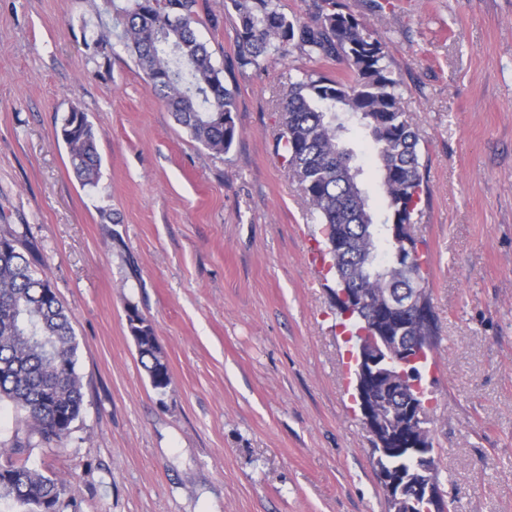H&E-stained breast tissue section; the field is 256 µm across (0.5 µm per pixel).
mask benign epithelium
<instances>
[{
    "instance_id": "obj_1",
    "label": "benign epithelium",
    "mask_w": 512,
    "mask_h": 512,
    "mask_svg": "<svg viewBox=\"0 0 512 512\" xmlns=\"http://www.w3.org/2000/svg\"><path fill=\"white\" fill-rule=\"evenodd\" d=\"M416 298L414 293L401 302L390 296L375 302L356 288H339L336 309L347 319L366 306L391 311L386 326L364 321L355 355L356 402L374 445L389 512H445L435 479L430 416L414 400L423 389L409 370L424 354L410 336L417 320Z\"/></svg>"
}]
</instances>
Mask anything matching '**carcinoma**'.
<instances>
[{"label":"carcinoma","mask_w":512,"mask_h":512,"mask_svg":"<svg viewBox=\"0 0 512 512\" xmlns=\"http://www.w3.org/2000/svg\"><path fill=\"white\" fill-rule=\"evenodd\" d=\"M197 0H127L116 10L118 39L131 48L145 82L164 102L176 122L204 148L223 154L237 135L233 93L192 23ZM238 16V64L262 69L274 58L297 49L313 61L345 64L348 76L332 79L312 71L289 82L280 102L277 154L316 215L325 244L336 234L354 240L342 253L327 249L329 270L341 288H358L373 296L425 292L417 335L437 336L436 316L427 293L419 240L414 252L402 253L392 226L414 229L424 175L419 139L406 118L399 82L386 63V43L338 0H314L310 20L289 17L274 0H231ZM60 135L77 179L98 185L101 157L98 138L86 113L73 108ZM368 142V156L378 173L379 210L361 187L364 168L349 147L354 136ZM8 250L0 251V402L7 400L23 415L30 437L59 444L67 435L57 421H76L84 406L83 384L76 371L78 343L66 313L50 285L39 278L19 250L18 236L0 234ZM128 328L141 366L152 386L170 384L168 364L152 325L137 306H128ZM67 485L25 465L0 464V500L22 512H61Z\"/></svg>","instance_id":"obj_1"}]
</instances>
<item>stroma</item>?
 I'll return each mask as SVG.
<instances>
[{"instance_id": "stroma-1", "label": "stroma", "mask_w": 512, "mask_h": 512, "mask_svg": "<svg viewBox=\"0 0 512 512\" xmlns=\"http://www.w3.org/2000/svg\"><path fill=\"white\" fill-rule=\"evenodd\" d=\"M387 42L427 187L438 336L422 370L437 481L458 512H512V0H340ZM126 0H0V231L68 311L85 407L58 445L11 460L66 483L81 512H388L353 399L354 360L311 260L323 236L275 152L290 79L344 64L237 63V17L194 27L236 102L224 154L148 90L112 17ZM87 113L102 159L81 185L59 130ZM149 320L171 383L128 330ZM127 309V312L133 315V317L128 315V328L137 347L139 362L152 386L157 390H163L168 387L171 379L168 364L157 344L154 329L137 306L129 305ZM161 369L164 370L163 376H161Z\"/></svg>"}]
</instances>
